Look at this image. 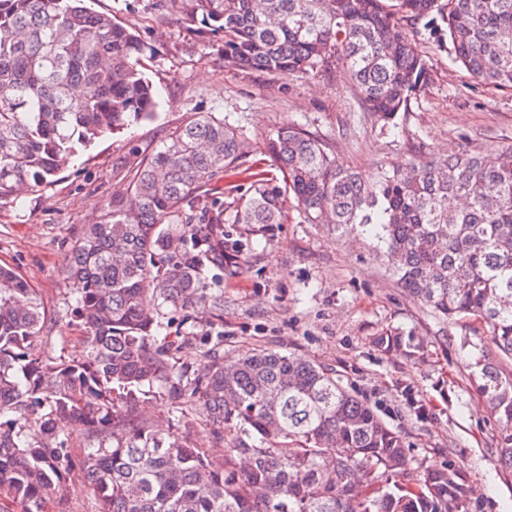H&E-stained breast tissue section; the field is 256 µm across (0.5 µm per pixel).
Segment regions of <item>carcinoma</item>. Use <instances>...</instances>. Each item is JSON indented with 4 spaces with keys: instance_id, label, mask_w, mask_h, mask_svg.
Here are the masks:
<instances>
[{
    "instance_id": "obj_1",
    "label": "carcinoma",
    "mask_w": 512,
    "mask_h": 512,
    "mask_svg": "<svg viewBox=\"0 0 512 512\" xmlns=\"http://www.w3.org/2000/svg\"><path fill=\"white\" fill-rule=\"evenodd\" d=\"M171 2L196 32L221 36L226 68L305 77L341 59L364 110L385 124L430 80L405 21L424 22L475 79L512 88V0ZM147 49L85 0H0V203L22 184L53 182L80 149L154 113L139 69ZM244 149L240 127L198 112L84 227L65 264L88 346L82 361L30 356L49 318L33 289L0 267V495L21 512H46L78 465L97 512H468L454 468L403 482L402 435L336 371L266 348L179 367L154 343L148 302L207 300L208 274L242 270L224 225L281 224L291 193L308 223L376 239L401 287L435 316L483 324L488 347L473 376L500 423L498 461L512 472V146L368 182L292 124L267 147L281 178L257 173L226 205L216 183ZM374 342L409 358L420 350L397 328ZM154 390L198 405L218 449L154 433L136 411ZM69 418L105 433L78 461L59 427Z\"/></svg>"
}]
</instances>
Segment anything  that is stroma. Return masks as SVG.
<instances>
[{
	"label": "stroma",
	"instance_id": "stroma-1",
	"mask_svg": "<svg viewBox=\"0 0 512 512\" xmlns=\"http://www.w3.org/2000/svg\"><path fill=\"white\" fill-rule=\"evenodd\" d=\"M136 29L150 48L144 72L157 93L152 119L97 140L74 156L56 180L0 203V265L24 278L52 318L34 341L36 357L78 360L87 354L76 318V293L64 276L70 249L84 225L123 194L142 158L197 112H221L245 133L246 155L219 182L225 202L247 187L256 170L276 175L264 147L294 123L328 141L338 163L373 178L451 154H491L512 145V88L476 81L428 39L422 25L408 35L430 67L429 83L389 126L364 112L342 64L309 78L280 72L230 71L217 37L189 31L167 0H95ZM248 238L240 275L211 285L223 308L196 303L161 307L159 336L175 339L176 360L196 365L205 353L242 355L263 346L295 351L332 368L399 431L410 446L411 478L450 463L468 490L469 512H512V472L497 457L499 424L472 379V363L487 340L474 320H438L397 284L367 236H338L289 209L284 223ZM223 342L212 339L214 324ZM398 328L421 344L418 358L387 354L374 338ZM141 411L156 427L188 435L198 447L215 441L197 407L178 425L168 399L153 393ZM79 470L65 476L48 512H95Z\"/></svg>",
	"mask_w": 512,
	"mask_h": 512
}]
</instances>
